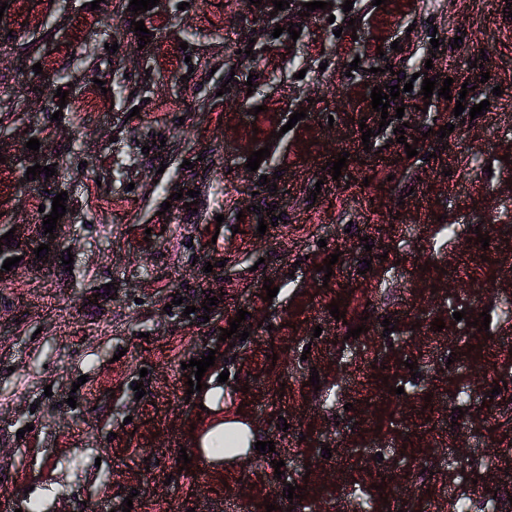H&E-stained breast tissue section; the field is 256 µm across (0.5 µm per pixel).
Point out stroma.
Listing matches in <instances>:
<instances>
[{
    "instance_id": "obj_1",
    "label": "stroma",
    "mask_w": 512,
    "mask_h": 512,
    "mask_svg": "<svg viewBox=\"0 0 512 512\" xmlns=\"http://www.w3.org/2000/svg\"><path fill=\"white\" fill-rule=\"evenodd\" d=\"M7 2L0 222L42 223L31 197L67 192L74 263L68 270L28 253L0 280V512H122L128 502L132 512H289L288 483L307 512H455L467 490L471 512L491 503L512 512L505 0H353L349 11L335 0L294 16L295 40L275 34L250 0H188L144 15L145 44L130 0H102L94 11L91 0ZM292 45L302 58H290ZM248 49L247 69L239 53ZM478 57L482 67H470ZM427 70L452 78L450 97L424 101ZM400 81L414 85L391 102L404 116L381 125L371 89ZM459 96L468 109L490 106L464 125L453 112ZM299 109L305 119L289 125ZM362 118L373 130L366 142ZM448 123L453 132L438 137ZM34 127L48 131L41 151L60 159L46 182L27 180L15 163ZM399 128L402 144L393 140ZM263 147L269 157L250 171V153ZM342 153L348 175L336 179L326 164ZM273 174L271 191L261 178ZM182 189L198 191L196 212L176 199ZM269 204L277 220L261 235ZM482 224L485 247L471 241ZM333 254L326 281L320 269ZM268 279L278 289L269 303ZM210 291L218 299L204 316L197 308ZM175 293L183 302L174 307ZM334 302L344 321L331 316ZM241 309L252 328L231 346L220 331ZM483 312L490 324L480 332L472 323ZM394 317L397 330L385 332ZM211 352L205 380L229 371V406L274 451L227 466L193 448L210 413L187 392L188 362ZM463 389L476 403L456 420L448 406ZM280 417L287 430L277 429Z\"/></svg>"
}]
</instances>
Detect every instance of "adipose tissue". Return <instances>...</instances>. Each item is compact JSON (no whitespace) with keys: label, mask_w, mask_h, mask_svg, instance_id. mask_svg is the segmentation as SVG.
<instances>
[{"label":"adipose tissue","mask_w":512,"mask_h":512,"mask_svg":"<svg viewBox=\"0 0 512 512\" xmlns=\"http://www.w3.org/2000/svg\"><path fill=\"white\" fill-rule=\"evenodd\" d=\"M204 404L214 413L209 427L193 439L204 459L220 458L226 447L236 448L237 458L247 457L256 443V434L250 419L240 413H230L224 409V391L219 387L206 388Z\"/></svg>","instance_id":"ef3b65f1"}]
</instances>
